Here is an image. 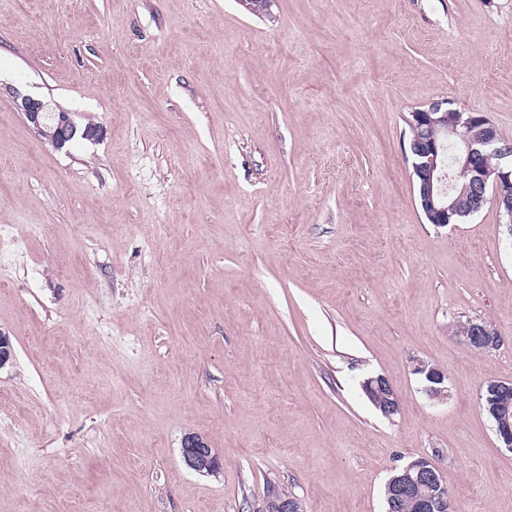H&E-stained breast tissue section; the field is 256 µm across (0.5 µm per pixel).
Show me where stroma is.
<instances>
[{"mask_svg": "<svg viewBox=\"0 0 512 512\" xmlns=\"http://www.w3.org/2000/svg\"><path fill=\"white\" fill-rule=\"evenodd\" d=\"M18 93L99 139L54 150ZM441 100L512 141V0H0V512H385L422 456L454 512H512L479 409L512 246L491 203L424 218L408 123ZM468 325V331L460 337L469 347L485 353L492 352L500 347L503 340L497 328L492 323L484 320H466L462 325L457 324L454 335L459 336L463 330L468 328ZM413 370L425 381L430 383L429 385H426V391L429 393V395L437 396L441 394L445 381V375L440 372L439 369L424 360L416 359ZM363 389L367 395L374 392L380 396L383 400V405L380 404V408L385 416H391L400 410L399 396L385 377L378 375L368 378L364 381ZM181 455L186 466L198 473H214L219 467L216 452L197 434H188L184 437ZM283 494L274 490L268 492L265 512H303L302 504L297 498Z\"/></svg>", "mask_w": 512, "mask_h": 512, "instance_id": "obj_1", "label": "stroma"}]
</instances>
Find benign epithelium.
Returning a JSON list of instances; mask_svg holds the SVG:
<instances>
[{"instance_id": "benign-epithelium-1", "label": "benign epithelium", "mask_w": 512, "mask_h": 512, "mask_svg": "<svg viewBox=\"0 0 512 512\" xmlns=\"http://www.w3.org/2000/svg\"><path fill=\"white\" fill-rule=\"evenodd\" d=\"M18 107L37 136L56 150L100 135L99 126L82 124L76 113L41 99L26 95ZM410 123L415 131L410 146L413 172L420 179L418 200L428 223L445 226L459 216L475 214L487 203V193L491 192L503 219L505 239L512 244V143L501 137L486 113L461 112L445 100L414 110ZM491 156L496 158L494 165L487 162ZM456 170L469 177V183L459 193L453 182ZM462 339L469 347L485 353L498 349L502 343L497 328L484 320L470 321ZM414 372L429 382V395L441 394L445 375L439 369L418 359ZM363 389L380 396L382 414L390 416L400 410L399 396L385 377L368 378ZM487 391L494 396L487 417L499 442L512 450V382L497 381ZM181 455L186 466L198 473H213L219 467L216 452L197 434L184 437ZM441 477L442 471L433 458H416L388 480L391 498H410L420 512H447L448 496L442 491ZM265 512H303V507L297 498L272 490L266 497Z\"/></svg>"}]
</instances>
